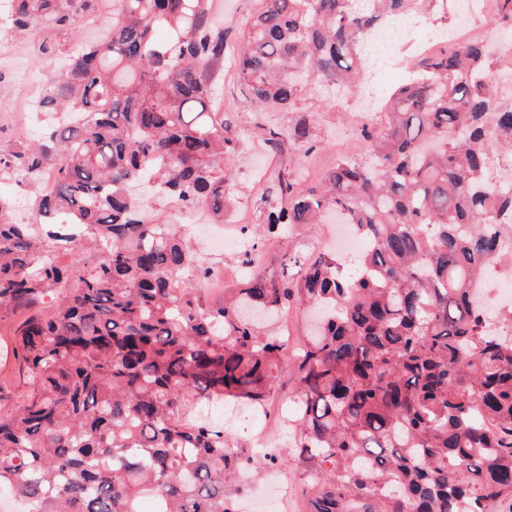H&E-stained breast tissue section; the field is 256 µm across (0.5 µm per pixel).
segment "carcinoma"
Segmentation results:
<instances>
[{
    "label": "carcinoma",
    "instance_id": "obj_1",
    "mask_svg": "<svg viewBox=\"0 0 512 512\" xmlns=\"http://www.w3.org/2000/svg\"><path fill=\"white\" fill-rule=\"evenodd\" d=\"M65 0H19L15 25L77 38ZM237 49L238 81L264 108L292 109L313 76L345 95L366 68L364 40L444 0H256ZM112 34L87 44L43 83L49 125L0 171L54 172L35 196L41 226L8 216L0 196V317L49 297L13 350L31 388L0 413V487L34 512H238L243 468L296 458L310 468L308 512H512V311L476 302L483 273L512 238V181L486 171L512 152V105L497 99L486 43L448 42L410 61L385 126L360 132L363 154L341 155L306 188L288 169L268 187V223L240 265L241 287L220 307L197 291L214 265L181 231L154 218L156 201L231 204L237 131L212 108L208 65L224 59L206 0H113ZM497 35L512 39V0H497ZM178 36L154 41L157 25ZM298 155L317 144L294 127ZM330 215L368 240L347 264L285 250L280 274L251 268L280 224ZM76 294L63 293L75 275ZM313 327L288 358L297 388L291 448L261 457L232 447L206 408L262 405L278 385L286 342L253 317L291 308Z\"/></svg>",
    "mask_w": 512,
    "mask_h": 512
}]
</instances>
